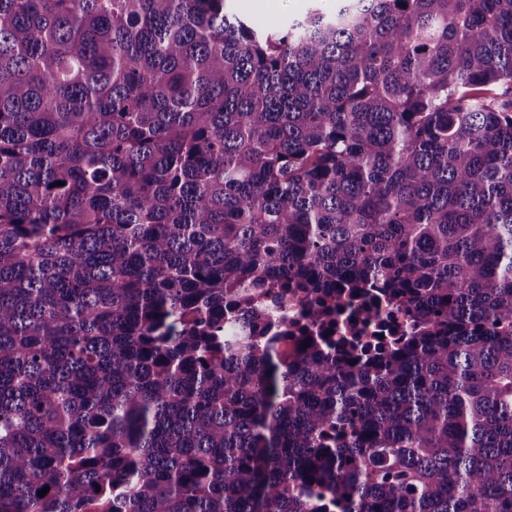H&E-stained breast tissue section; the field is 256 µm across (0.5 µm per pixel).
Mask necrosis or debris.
<instances>
[{"label": "necrosis or debris", "instance_id": "4bbe7bcc", "mask_svg": "<svg viewBox=\"0 0 512 512\" xmlns=\"http://www.w3.org/2000/svg\"><path fill=\"white\" fill-rule=\"evenodd\" d=\"M312 298L311 291L294 287L256 289L251 307L225 310L224 331L253 328L260 340L291 357L312 341L331 360L363 356L373 337L408 332L404 316L389 299L345 291L315 306Z\"/></svg>", "mask_w": 512, "mask_h": 512}]
</instances>
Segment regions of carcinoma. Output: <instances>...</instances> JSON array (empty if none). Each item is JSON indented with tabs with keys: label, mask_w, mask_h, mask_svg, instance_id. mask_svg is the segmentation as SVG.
I'll use <instances>...</instances> for the list:
<instances>
[{
	"label": "carcinoma",
	"mask_w": 512,
	"mask_h": 512,
	"mask_svg": "<svg viewBox=\"0 0 512 512\" xmlns=\"http://www.w3.org/2000/svg\"><path fill=\"white\" fill-rule=\"evenodd\" d=\"M225 2L0 0V512H512V0ZM290 282L411 334L224 335ZM228 1V11L261 28L301 18L316 5L325 11H333L336 7V0H286L278 11H270L264 6L266 0Z\"/></svg>",
	"instance_id": "carcinoma-1"
}]
</instances>
